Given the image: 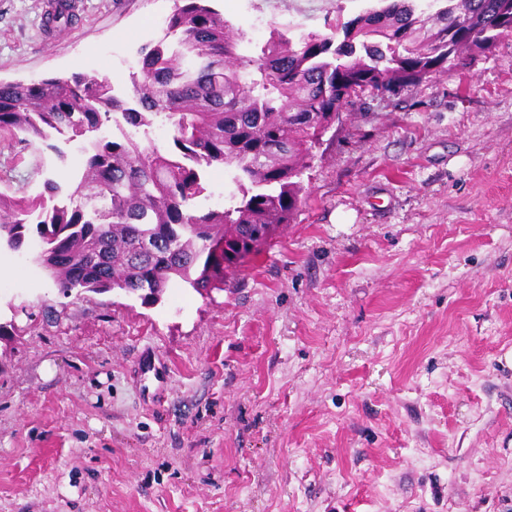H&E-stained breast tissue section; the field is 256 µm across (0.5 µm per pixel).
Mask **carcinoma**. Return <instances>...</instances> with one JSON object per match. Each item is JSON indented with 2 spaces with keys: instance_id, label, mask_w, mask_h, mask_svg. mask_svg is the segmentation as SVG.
Here are the masks:
<instances>
[{
  "instance_id": "obj_1",
  "label": "carcinoma",
  "mask_w": 512,
  "mask_h": 512,
  "mask_svg": "<svg viewBox=\"0 0 512 512\" xmlns=\"http://www.w3.org/2000/svg\"><path fill=\"white\" fill-rule=\"evenodd\" d=\"M382 2L336 15L323 34L275 29L244 57L242 34L208 0H174L122 98L97 72L0 81L1 132L61 160L59 141L82 152L64 202L52 177L36 194L0 192V246L19 251L38 237L34 262L63 294L120 290L154 303L174 278L209 294L224 283L225 236L293 222L300 175L333 113L451 70L512 32V0ZM119 117L138 130L162 119L172 147L97 137ZM213 168L235 172L241 200L198 211Z\"/></svg>"
}]
</instances>
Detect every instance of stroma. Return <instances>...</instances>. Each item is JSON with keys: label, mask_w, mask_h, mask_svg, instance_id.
Wrapping results in <instances>:
<instances>
[{"label": "stroma", "mask_w": 512, "mask_h": 512, "mask_svg": "<svg viewBox=\"0 0 512 512\" xmlns=\"http://www.w3.org/2000/svg\"><path fill=\"white\" fill-rule=\"evenodd\" d=\"M0 0V80L126 92L173 0ZM252 55L379 0H212ZM0 133V190H41ZM224 286L64 296L0 250V512H512V34L349 108ZM164 365L145 393L139 360Z\"/></svg>", "instance_id": "obj_1"}]
</instances>
